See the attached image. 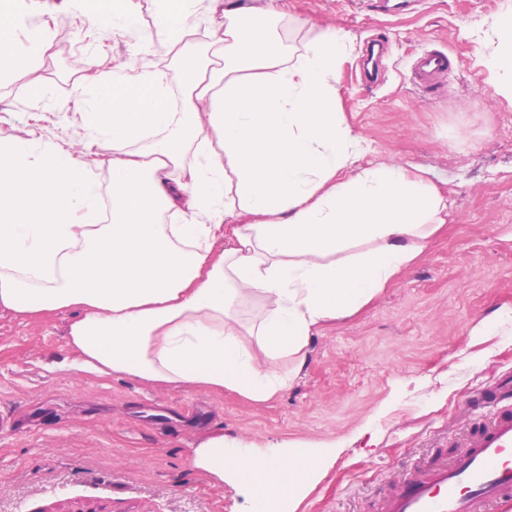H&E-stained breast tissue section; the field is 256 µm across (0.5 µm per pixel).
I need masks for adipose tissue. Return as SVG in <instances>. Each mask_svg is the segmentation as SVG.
Listing matches in <instances>:
<instances>
[{
	"label": "adipose tissue",
	"instance_id": "1",
	"mask_svg": "<svg viewBox=\"0 0 512 512\" xmlns=\"http://www.w3.org/2000/svg\"><path fill=\"white\" fill-rule=\"evenodd\" d=\"M17 2L0 0V77L50 42L48 23L18 25ZM70 2L142 50L104 70L79 60L97 93L90 109L73 95L94 163L30 138L0 142V310H75L65 342L79 370L268 402L293 385L324 324L416 259L445 223V199L400 164L340 179L362 140L336 106V34L292 56L228 9L213 60L182 45L202 0H153L150 27L133 0ZM158 39L177 48L173 73L148 58ZM171 210L181 223H161ZM250 302L260 310L246 319ZM328 460L321 444L260 452L220 432L186 453L215 480L232 473L264 512L299 503Z\"/></svg>",
	"mask_w": 512,
	"mask_h": 512
}]
</instances>
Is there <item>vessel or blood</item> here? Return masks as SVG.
<instances>
[{
	"label": "vessel or blood",
	"instance_id": "b4317fda",
	"mask_svg": "<svg viewBox=\"0 0 512 512\" xmlns=\"http://www.w3.org/2000/svg\"><path fill=\"white\" fill-rule=\"evenodd\" d=\"M454 64L447 52L424 51L412 65L411 79L431 89ZM463 446L452 462L417 466L393 485L378 512H497L512 501V409L482 423Z\"/></svg>",
	"mask_w": 512,
	"mask_h": 512
}]
</instances>
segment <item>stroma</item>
<instances>
[{
    "instance_id": "1",
    "label": "stroma",
    "mask_w": 512,
    "mask_h": 512,
    "mask_svg": "<svg viewBox=\"0 0 512 512\" xmlns=\"http://www.w3.org/2000/svg\"><path fill=\"white\" fill-rule=\"evenodd\" d=\"M26 4L54 15L53 43L33 70L0 81V138L36 125L42 143L83 151L71 58L126 59L141 46L90 30L61 0ZM510 15L512 0H411L398 14L380 0H288L269 18L294 56L318 29L342 36L340 110L365 141L348 175L404 164L447 199V224L378 298L326 325L293 386L264 404L52 370L68 355L72 311H0V512H258L244 485L188 466L187 449L215 431L263 450L338 443L297 512H373L417 462L456 456L492 414L466 411L469 398L512 378V97L490 65ZM374 38L387 52L369 79ZM432 47L456 64L424 91L410 71Z\"/></svg>"
}]
</instances>
